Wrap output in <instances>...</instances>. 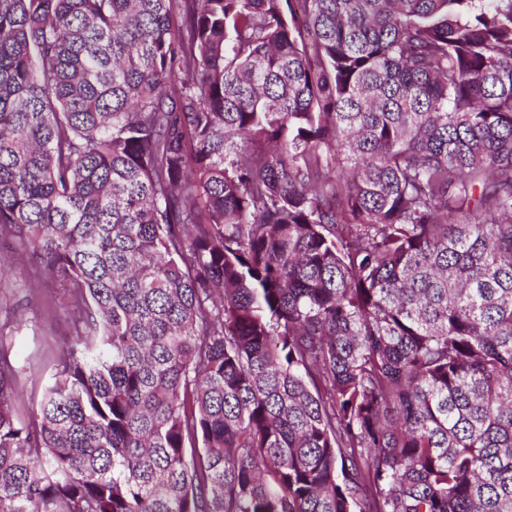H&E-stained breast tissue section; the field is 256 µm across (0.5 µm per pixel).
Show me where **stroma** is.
Segmentation results:
<instances>
[{
    "instance_id": "stroma-1",
    "label": "stroma",
    "mask_w": 512,
    "mask_h": 512,
    "mask_svg": "<svg viewBox=\"0 0 512 512\" xmlns=\"http://www.w3.org/2000/svg\"><path fill=\"white\" fill-rule=\"evenodd\" d=\"M19 244L0 236V264L12 277L0 283V351L17 365L15 410L28 418L52 381L60 356L79 327L73 305L58 282L21 264Z\"/></svg>"
}]
</instances>
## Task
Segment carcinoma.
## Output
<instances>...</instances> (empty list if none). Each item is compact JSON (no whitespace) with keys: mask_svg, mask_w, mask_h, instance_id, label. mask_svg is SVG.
I'll list each match as a JSON object with an SVG mask.
<instances>
[{"mask_svg":"<svg viewBox=\"0 0 512 512\" xmlns=\"http://www.w3.org/2000/svg\"><path fill=\"white\" fill-rule=\"evenodd\" d=\"M0 512H512V0H0ZM19 244L0 236V264L13 276L0 286V352L18 367L15 410L27 419L38 408L68 341L80 328L78 313L63 303L64 288L19 262Z\"/></svg>","mask_w":512,"mask_h":512,"instance_id":"1","label":"carcinoma"}]
</instances>
